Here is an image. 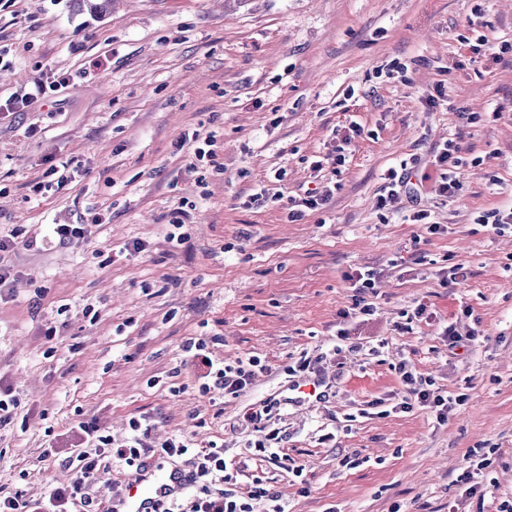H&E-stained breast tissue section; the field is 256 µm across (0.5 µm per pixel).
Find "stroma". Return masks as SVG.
I'll use <instances>...</instances> for the list:
<instances>
[{
  "instance_id": "35a3bbf8",
  "label": "stroma",
  "mask_w": 512,
  "mask_h": 512,
  "mask_svg": "<svg viewBox=\"0 0 512 512\" xmlns=\"http://www.w3.org/2000/svg\"><path fill=\"white\" fill-rule=\"evenodd\" d=\"M63 74L67 87L0 119V235L102 222L78 244L8 256L0 378L20 404L0 422V493L69 485L43 451L71 424L120 438L143 416L150 441L234 449L237 493L269 489L290 512H493L512 497V229L477 222L512 207V0H114L101 16L0 0V103ZM440 87L447 107L428 108ZM196 131L213 137L200 163L175 148ZM450 138L467 160L455 197L430 181L378 207L387 169L428 168ZM62 162L70 183L46 184ZM330 182L341 188L324 209L289 222V197ZM420 209L447 234L411 223ZM177 220L180 245L166 238ZM136 240L145 251L130 252ZM458 263L467 280L443 287L437 270ZM372 269L355 346L336 330L352 276ZM421 304L434 319L414 318ZM443 320L482 334L451 353ZM214 336L225 360L264 366L240 397L202 394L176 371L186 340ZM304 355L321 357L325 395L281 404ZM403 358L465 395L447 423L418 408L361 416L399 389ZM262 403L289 468L248 447L241 419ZM478 448L496 461L471 494L457 477Z\"/></svg>"
}]
</instances>
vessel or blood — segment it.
Here are the masks:
<instances>
[{"label":"vessel or blood","mask_w":512,"mask_h":512,"mask_svg":"<svg viewBox=\"0 0 512 512\" xmlns=\"http://www.w3.org/2000/svg\"><path fill=\"white\" fill-rule=\"evenodd\" d=\"M186 485V474L166 468L159 459L141 460L124 494L113 497V512H156L159 503L177 498Z\"/></svg>","instance_id":"b4317fda"}]
</instances>
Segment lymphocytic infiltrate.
Returning <instances> with one entry per match:
<instances>
[{
    "instance_id": "1",
    "label": "lymphocytic infiltrate",
    "mask_w": 512,
    "mask_h": 512,
    "mask_svg": "<svg viewBox=\"0 0 512 512\" xmlns=\"http://www.w3.org/2000/svg\"><path fill=\"white\" fill-rule=\"evenodd\" d=\"M88 232L84 224H54L43 236L22 240L0 237V289L9 287L16 271L4 261V254L17 249L48 250L57 246H68L84 239ZM183 366L189 367L203 393H214L225 398H236L250 385L261 360L251 356L233 362L224 361L206 340H188L182 347ZM402 388L391 404L392 411L409 412L421 408L437 423L448 420L457 405L463 404V396L445 394L434 390L432 382L417 373L413 364L401 360L397 366ZM243 425L250 430L252 448L262 453L270 463L286 464L287 455L279 451L283 437L279 429L273 428L268 409L248 410L243 415ZM131 436L117 443L111 438L98 435L94 426L81 422L71 426L58 436V443L67 448L66 461L73 474L70 493L50 495L48 500L37 501L23 498L22 494L0 496V512H71L76 505H91V488L97 483L101 460L112 456L124 464H132L141 455L154 452L159 458L173 460L189 456L194 473L192 486L183 497L164 505L160 512H287L277 493L260 488L240 496L229 490L234 475L227 463L228 449L208 442L192 446L184 436H175L152 446L140 419L129 421Z\"/></svg>"
}]
</instances>
